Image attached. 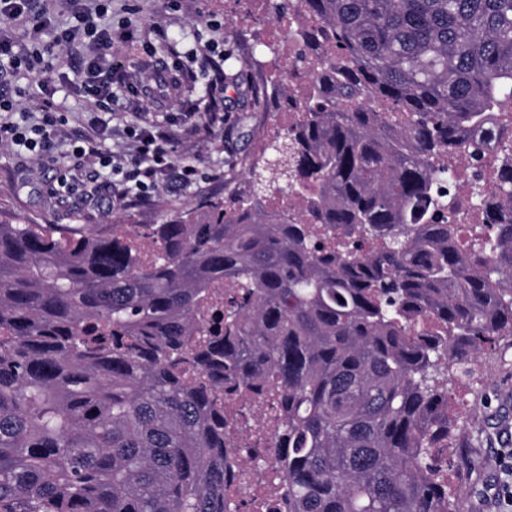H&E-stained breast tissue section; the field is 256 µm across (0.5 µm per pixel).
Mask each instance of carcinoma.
Segmentation results:
<instances>
[{
  "instance_id": "1",
  "label": "carcinoma",
  "mask_w": 512,
  "mask_h": 512,
  "mask_svg": "<svg viewBox=\"0 0 512 512\" xmlns=\"http://www.w3.org/2000/svg\"><path fill=\"white\" fill-rule=\"evenodd\" d=\"M270 9L321 53L247 189L133 228L0 221V512H243L225 390L285 408L279 512H456L439 375L512 336V169L496 203L472 185L494 231L465 241L435 157L496 134L512 0Z\"/></svg>"
}]
</instances>
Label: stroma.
I'll list each match as a JSON object with an SVG mask.
<instances>
[{
	"label": "stroma",
	"mask_w": 512,
	"mask_h": 512,
	"mask_svg": "<svg viewBox=\"0 0 512 512\" xmlns=\"http://www.w3.org/2000/svg\"><path fill=\"white\" fill-rule=\"evenodd\" d=\"M246 0H112L103 24L128 23L138 29L149 47L116 44L129 61L127 80L136 84L149 69L181 61L185 79L178 98L145 104V118L162 128L173 127L181 112L207 111L206 87L214 71L204 57L190 58L195 41L223 43L239 64L238 85H226L228 116L210 132L184 134L175 143L176 163L192 162L203 173L195 186L181 187L168 176L147 201L115 203L113 189L91 167L82 168L69 198L51 192L52 168H40L27 157L0 147V220L13 218L31 224H86L99 230L108 224H157L171 209H183L202 197H224L239 186L237 158L272 138L274 112H251L237 95V86L260 83L267 69L266 54L253 51L259 26L248 15ZM13 98L20 111L35 113L45 95L38 76L22 71L0 74V95ZM67 112L66 139L56 150L59 163L70 164L71 141L83 138L92 104L75 91L53 95ZM477 373L448 382V433L453 441L447 456L452 464L448 484L456 491L458 512H512L502 493L512 487V337L480 354Z\"/></svg>",
	"instance_id": "1"
}]
</instances>
